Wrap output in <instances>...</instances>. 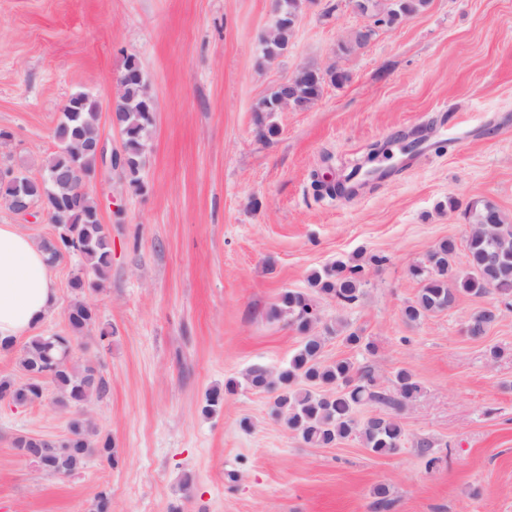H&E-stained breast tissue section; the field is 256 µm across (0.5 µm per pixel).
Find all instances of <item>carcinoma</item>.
<instances>
[{
	"mask_svg": "<svg viewBox=\"0 0 512 512\" xmlns=\"http://www.w3.org/2000/svg\"><path fill=\"white\" fill-rule=\"evenodd\" d=\"M306 0H276L280 17L290 23L302 10ZM361 12L375 17L373 23L391 26L402 18L426 8L429 0H353ZM292 34L284 31L277 41L261 40L262 57L275 59L288 50ZM350 80L345 69L324 71L306 66L298 74L299 92L303 108H309L321 96L324 85L341 86ZM279 90H273L255 108V122L259 133L272 135L275 125L270 122L279 111ZM98 103L84 95L72 96L62 110V118L54 132L57 142L89 144L100 137L97 113ZM120 130L123 140L122 170L129 184L141 187L142 157L152 124L153 106L144 96L143 85L137 79L124 87L117 102ZM98 160L95 151L79 154L58 151L44 163V185L31 180L27 200L51 211L50 222L55 236L44 239L41 246L50 264L64 254L78 255L85 267L96 277L91 281L76 275L70 282L74 298L66 309L68 332L42 334L31 337L18 358L20 377L0 379V401L27 405L42 398L45 385L57 393V404L74 409L70 422V436L63 440H48L20 435L14 447L23 456L32 448H48L37 462L42 474H73L93 455L108 461L115 457L112 441L93 439L94 426L83 419L78 410L93 398L106 392V381L92 362H80L70 355L74 340L85 335L97 319L96 310L84 299L89 288L101 287L112 264L110 237L98 215V205L89 190L95 178ZM465 216L475 225L466 241L465 265L457 268V246L454 240L441 242L427 254L426 261L413 267L411 274L420 284L415 298L402 309V317L415 323L425 316L451 308L463 295L482 297L497 295L505 305L512 307V220L497 205L475 201L468 205ZM366 267L338 261L310 277V290L283 291L273 309V315L289 316L297 324L303 339L288 365L277 376L262 367L249 370L246 382L253 388L275 393L274 413L284 419L289 429L303 442L324 447L349 437L359 438L365 447L377 455L392 454L401 448L405 434L400 422L389 414L359 417L366 406H384L398 409L415 399L422 391L420 383L406 369L395 374L394 390L380 389L370 367L357 369L347 359L327 363L322 359L325 337L315 332L321 322L313 294L332 296L338 304H355L362 293ZM499 317L498 309L486 308L468 321L466 332L473 339L485 336ZM233 380L224 390H212L206 409L212 410L224 402V395L235 392ZM373 512H389L392 502L386 486L373 491Z\"/></svg>",
	"mask_w": 512,
	"mask_h": 512,
	"instance_id": "1",
	"label": "carcinoma"
}]
</instances>
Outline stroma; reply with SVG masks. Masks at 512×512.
I'll return each mask as SVG.
<instances>
[{
	"label": "stroma",
	"instance_id": "1",
	"mask_svg": "<svg viewBox=\"0 0 512 512\" xmlns=\"http://www.w3.org/2000/svg\"><path fill=\"white\" fill-rule=\"evenodd\" d=\"M274 0H0V165L40 177L71 95L102 108L107 149L122 136L106 107L127 57L157 100L141 187L121 172L90 190L112 242V270L87 291L109 341H88L108 383L86 411L116 464L90 457L66 478L38 474L18 435L63 439L70 414L54 390L24 406L0 402V512H88L107 492L112 512H512V309L479 340L469 318L495 296L459 297L415 324L401 311L420 284L410 268L439 242L465 246L469 203L512 217V0H431L377 28L366 47L339 45L363 24L349 0H309L287 53L262 61ZM338 64L302 112L257 133L253 108L301 67ZM372 160L379 177L353 196L345 181ZM378 254L359 301L317 303L324 323L359 330L376 351L330 338L324 358L372 367L389 391L408 369L421 394L395 417L407 436L378 456L351 438L306 445L272 414L273 395L244 385L262 366L284 368L296 324L270 317L287 289L336 261ZM78 258L53 264L56 309L38 331L67 330ZM498 346L502 357L491 359ZM238 380L205 412L207 394ZM432 440L427 466L416 442ZM429 455V456H430Z\"/></svg>",
	"mask_w": 512,
	"mask_h": 512
}]
</instances>
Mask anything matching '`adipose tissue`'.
<instances>
[{
    "instance_id": "1",
    "label": "adipose tissue",
    "mask_w": 512,
    "mask_h": 512,
    "mask_svg": "<svg viewBox=\"0 0 512 512\" xmlns=\"http://www.w3.org/2000/svg\"><path fill=\"white\" fill-rule=\"evenodd\" d=\"M57 306L46 255L15 225H0V344L37 327Z\"/></svg>"
}]
</instances>
